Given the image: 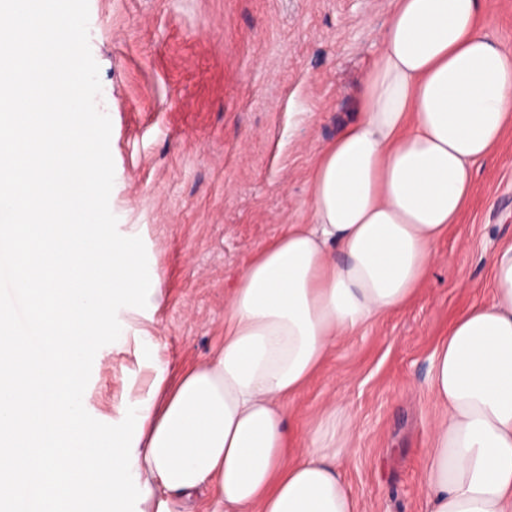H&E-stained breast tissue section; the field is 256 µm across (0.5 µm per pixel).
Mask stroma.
<instances>
[{"mask_svg": "<svg viewBox=\"0 0 512 512\" xmlns=\"http://www.w3.org/2000/svg\"><path fill=\"white\" fill-rule=\"evenodd\" d=\"M70 2L83 21L88 131L108 164L97 205L116 231L136 228L162 278L155 306L115 317L156 336L175 376L213 354L253 252L307 219L315 158L356 110L390 0ZM509 244L512 127L474 167L469 204L415 298L338 344L294 401L301 435L329 406L354 415V444L336 463L358 512H429L435 347L490 299V258ZM151 375L128 342L89 366L92 408L120 420Z\"/></svg>", "mask_w": 512, "mask_h": 512, "instance_id": "obj_1", "label": "stroma"}]
</instances>
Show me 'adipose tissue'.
<instances>
[{"label": "adipose tissue", "instance_id": "1", "mask_svg": "<svg viewBox=\"0 0 512 512\" xmlns=\"http://www.w3.org/2000/svg\"><path fill=\"white\" fill-rule=\"evenodd\" d=\"M0 57V512H76L89 487L111 512L210 486L217 512H356L336 451L355 419L336 405L298 440L289 401L331 350L403 307L457 223L472 169L512 123V49L489 38L488 0H392L356 114L320 150L310 220L248 260L213 356L153 377L120 423L91 411L90 363L128 340L114 310L160 288L135 232L116 237L87 197L104 163L87 129L67 0H6ZM492 298L452 321L428 391L443 410L423 459L430 512H512V245L493 253Z\"/></svg>", "mask_w": 512, "mask_h": 512}]
</instances>
